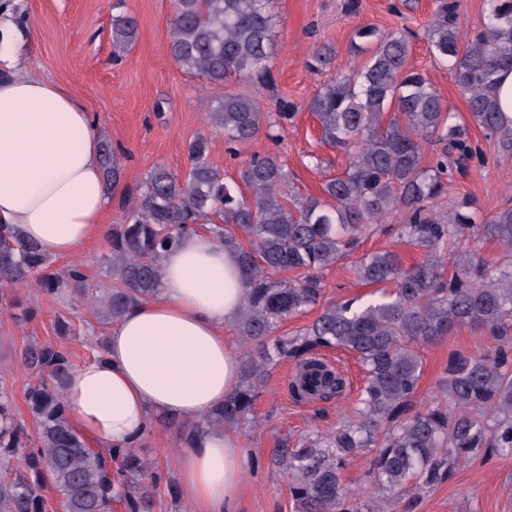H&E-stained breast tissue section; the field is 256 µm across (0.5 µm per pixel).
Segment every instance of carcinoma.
<instances>
[{"label":"carcinoma","instance_id":"1","mask_svg":"<svg viewBox=\"0 0 512 512\" xmlns=\"http://www.w3.org/2000/svg\"><path fill=\"white\" fill-rule=\"evenodd\" d=\"M174 4L169 53L180 67L217 85L271 75L273 0ZM460 8V0H435L429 52L447 64L485 135L512 142V122L498 111L495 96V75L512 68V0H486L483 28L465 41L458 29ZM135 34L133 18L113 20L115 44L131 43ZM357 37L373 45L363 69L336 74L308 102L322 140L349 156L348 169L323 185V197H308L289 210L284 165L269 154L251 155L240 182L224 180L201 134L189 144L185 177L155 167L128 203L123 223L112 225V283L91 304L102 322L118 321L128 308L159 293L168 248L214 216L224 222L214 234L236 254L249 288L237 318L241 385L199 423L166 418L180 429L185 448L209 430L236 427L273 361L297 363L298 374L288 385L294 399L330 400L344 394L346 379L317 354L335 348L357 354L365 384L356 417L344 419L329 438L316 435L301 448L277 450L297 512H377L376 501H357L342 482L346 462L364 448L376 449L371 490L381 498L407 485L418 492L447 479L480 448L512 456V206L481 223L468 199L443 208L448 181L481 156L479 148L426 77L408 69L411 31L380 36L363 26ZM205 121L224 132L227 151L235 156L270 116L255 98L226 93L207 104ZM430 144L441 149L429 159ZM101 163L110 188L119 182L120 168L106 140ZM394 211L402 216L399 236L420 249L423 259L405 267L395 253L377 252L358 269L367 284H393L391 293L363 307L351 299L328 303L299 335L272 338L280 321L322 299L323 269ZM242 236L251 247L242 245ZM479 239L499 242L502 252L481 255L471 249ZM446 262L454 267L448 278ZM272 271H294L297 277L275 279ZM89 278L78 267L50 270L37 244L0 224L1 291L30 280L35 294L49 301L83 291ZM461 325L485 331L493 345L453 353L436 395L417 405L420 347ZM21 361L37 377L26 394L37 440L28 446L0 395V512H43L42 479L61 496L63 512H112L114 502L125 512H152L158 478L142 482L147 464L130 448H91L73 428L65 406L72 373L68 353L32 344ZM17 456L27 472L13 471Z\"/></svg>","mask_w":512,"mask_h":512}]
</instances>
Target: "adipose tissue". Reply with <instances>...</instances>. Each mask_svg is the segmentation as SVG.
<instances>
[{
	"label": "adipose tissue",
	"instance_id": "1",
	"mask_svg": "<svg viewBox=\"0 0 512 512\" xmlns=\"http://www.w3.org/2000/svg\"><path fill=\"white\" fill-rule=\"evenodd\" d=\"M0 223L16 225L50 258L101 230L108 193L98 127L58 84L28 72V59L0 43ZM234 253L212 238L182 237L166 253L157 298L128 308L102 355L70 375L73 426L107 448L146 432L151 412L194 420L239 385L238 346L224 334L246 300ZM248 456L234 435L211 431L180 457L194 512H232Z\"/></svg>",
	"mask_w": 512,
	"mask_h": 512
}]
</instances>
